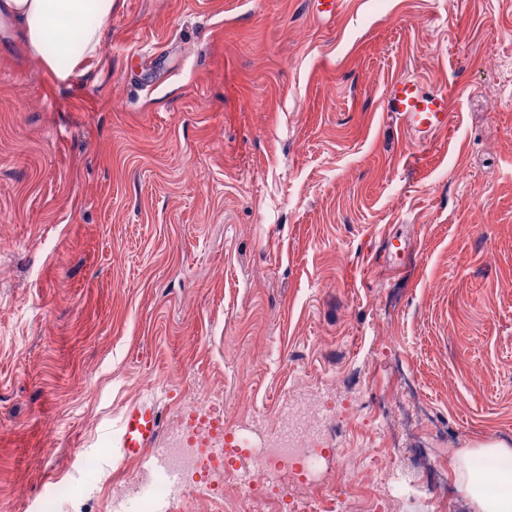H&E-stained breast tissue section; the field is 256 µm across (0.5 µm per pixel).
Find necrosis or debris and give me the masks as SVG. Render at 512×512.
<instances>
[{
    "label": "necrosis or debris",
    "mask_w": 512,
    "mask_h": 512,
    "mask_svg": "<svg viewBox=\"0 0 512 512\" xmlns=\"http://www.w3.org/2000/svg\"><path fill=\"white\" fill-rule=\"evenodd\" d=\"M394 400L403 410L395 425L383 427L384 411L357 417L354 403L336 405L326 395L308 396L303 378H295L271 423L251 415L246 401L234 402L244 421L224 419V388L198 381L189 400L176 408V421L163 448L153 457L159 475L138 471L130 480L110 490L113 512L133 501L135 512H159L160 502L170 508L205 501L215 512H320L322 500L309 488L337 461L345 469L350 486L337 499V512L355 503L358 512H393V498L386 487L391 480L387 466L393 455L404 452L416 463V478L447 499L452 489L438 463L436 449L410 446L407 435L417 428L431 439L451 441L455 432L447 420L423 406L405 379H398ZM348 430L356 437L373 433L379 440L377 466L365 474L358 467L362 449L337 447L335 433Z\"/></svg>",
    "instance_id": "necrosis-or-debris-1"
}]
</instances>
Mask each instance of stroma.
<instances>
[{
    "label": "stroma",
    "mask_w": 512,
    "mask_h": 512,
    "mask_svg": "<svg viewBox=\"0 0 512 512\" xmlns=\"http://www.w3.org/2000/svg\"><path fill=\"white\" fill-rule=\"evenodd\" d=\"M452 89L418 143L392 77ZM404 370L466 457L512 444V0H115L69 82L0 53V512L140 466L104 429L195 379ZM96 457L86 470L83 455Z\"/></svg>",
    "instance_id": "35a3bbf8"
}]
</instances>
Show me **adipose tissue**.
Instances as JSON below:
<instances>
[{"mask_svg":"<svg viewBox=\"0 0 512 512\" xmlns=\"http://www.w3.org/2000/svg\"><path fill=\"white\" fill-rule=\"evenodd\" d=\"M114 0H0V27L13 46L60 82L96 57Z\"/></svg>","mask_w":512,"mask_h":512,"instance_id":"ef3b65f1","label":"adipose tissue"}]
</instances>
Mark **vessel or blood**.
<instances>
[{"instance_id":"vessel-or-blood-1","label":"vessel or blood","mask_w":512,"mask_h":512,"mask_svg":"<svg viewBox=\"0 0 512 512\" xmlns=\"http://www.w3.org/2000/svg\"><path fill=\"white\" fill-rule=\"evenodd\" d=\"M451 99L447 91L422 90L418 80L398 76L391 80L384 95L385 111L394 113L414 138L421 139L447 130ZM158 427L156 410L147 404L130 405L116 429V440L123 459L144 457Z\"/></svg>"}]
</instances>
